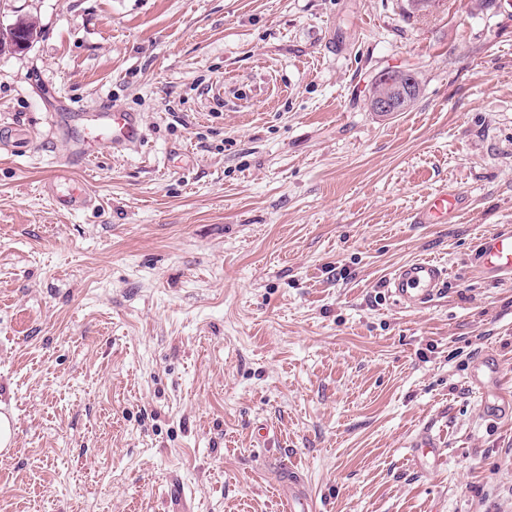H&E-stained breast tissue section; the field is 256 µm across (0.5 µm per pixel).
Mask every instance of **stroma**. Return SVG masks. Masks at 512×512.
Listing matches in <instances>:
<instances>
[{"mask_svg":"<svg viewBox=\"0 0 512 512\" xmlns=\"http://www.w3.org/2000/svg\"><path fill=\"white\" fill-rule=\"evenodd\" d=\"M0 53V512H512V279L479 237L512 230V0H9ZM417 101L368 106L386 69ZM139 113L144 138L46 180L76 127ZM464 193L449 224L411 217ZM416 259L444 292L402 306ZM436 455L423 458L416 437ZM37 34V22L32 17L17 18L9 28H1L0 51L10 49L13 51L26 50L31 46ZM411 71V70H410ZM405 69H388L380 73V89L377 92H372L369 98V107L371 112H377L379 114H389L396 112V100L394 93L396 92L398 85L407 82L413 84V99L414 102L418 99L421 92V82L414 73ZM68 184L65 190H58L57 182ZM47 188L58 209L76 211L88 206L90 199L83 183L75 180L69 167L55 170L48 182ZM472 263L485 277L512 278V230L496 229L478 241ZM445 275V270L432 260H414L395 269L386 287L401 305L425 304L444 290ZM481 410L484 415L489 417H497L499 419H508L512 417V397L510 392L502 387L498 381V392L493 400L487 397L482 401ZM286 511L313 512L312 498L301 488V481L292 475H288V501Z\"/></svg>","mask_w":512,"mask_h":512,"instance_id":"obj_1","label":"stroma"}]
</instances>
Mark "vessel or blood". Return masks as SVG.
Returning a JSON list of instances; mask_svg holds the SVG:
<instances>
[{
    "instance_id": "obj_1",
    "label": "vessel or blood",
    "mask_w": 512,
    "mask_h": 512,
    "mask_svg": "<svg viewBox=\"0 0 512 512\" xmlns=\"http://www.w3.org/2000/svg\"><path fill=\"white\" fill-rule=\"evenodd\" d=\"M83 135L76 146L80 157H94L101 143L123 147L140 141L141 119L134 112H96L83 119ZM47 188L58 209L76 211L88 206L90 199L83 183L75 180L69 169L53 172ZM465 205L461 193L438 192L428 198L412 216L416 224H446L456 218ZM473 265L485 277L512 278V230L496 229L478 241ZM446 272L434 261L420 259L401 265L389 276L386 286L394 301L402 305L424 304L445 288ZM484 415L512 417V392L499 388L493 399L483 400ZM289 512H314L310 495L296 477L288 479Z\"/></svg>"
}]
</instances>
